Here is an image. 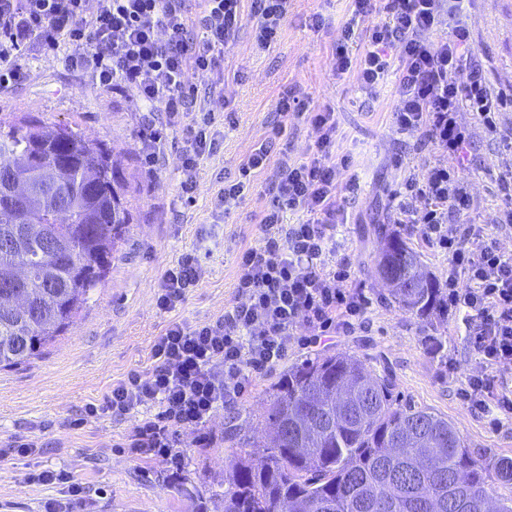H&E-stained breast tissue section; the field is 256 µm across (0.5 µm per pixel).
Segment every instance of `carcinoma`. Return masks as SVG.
Wrapping results in <instances>:
<instances>
[{"instance_id":"obj_1","label":"carcinoma","mask_w":512,"mask_h":512,"mask_svg":"<svg viewBox=\"0 0 512 512\" xmlns=\"http://www.w3.org/2000/svg\"><path fill=\"white\" fill-rule=\"evenodd\" d=\"M128 192L103 144L32 116L0 120L1 368L38 357L104 283L132 219ZM377 264L393 280L423 277L411 301L391 291L403 309L445 314V290L402 239L389 238ZM262 418L265 436L224 433L232 448L263 452L230 460L229 486L211 491L221 512H488L492 485L512 487V458L469 450L355 355L289 367ZM393 480L404 489L386 491Z\"/></svg>"}]
</instances>
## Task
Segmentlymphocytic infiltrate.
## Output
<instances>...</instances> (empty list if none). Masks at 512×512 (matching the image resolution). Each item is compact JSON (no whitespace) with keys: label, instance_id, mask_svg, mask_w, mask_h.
Listing matches in <instances>:
<instances>
[{"label":"lymphocytic infiltrate","instance_id":"lymphocytic-infiltrate-1","mask_svg":"<svg viewBox=\"0 0 512 512\" xmlns=\"http://www.w3.org/2000/svg\"><path fill=\"white\" fill-rule=\"evenodd\" d=\"M292 0H0V88L20 79L17 62L31 46L67 47L72 69L95 87L130 93L145 111L141 118L143 163L155 170L168 134H182L183 194L195 186L198 161L216 144L215 114L199 103L188 84L190 73L210 75L213 87L224 85V47L252 12L257 50L277 41ZM475 0H354V10L335 48L333 71L344 76L358 69L362 85L376 89L390 69L399 71L401 102L397 127L419 132L462 160L471 138L457 114L472 112L478 125L498 134L512 151V133L499 134L496 114L502 92L487 82L484 67L470 51L465 22ZM199 14V38L188 35L191 12ZM447 29L432 40L431 32ZM363 41L353 55L350 45ZM467 83H459L461 73ZM163 113L155 122L154 113ZM278 116L305 117L317 131L316 152L301 160L280 149L277 125L242 163L239 178L224 182L216 209L230 212L244 192L243 177L271 170L270 203L261 218L265 237L258 247L237 257L238 299L223 317L195 326L171 324L153 347V365L134 372L113 387L104 410L128 414L146 401L160 412L139 426L130 443L133 453L176 461L177 435L204 424L214 409L241 398L253 378L288 356L293 330L304 326L311 340L348 330L358 320L366 298L346 287L349 269L331 268L336 226L342 216L339 186L348 159L336 156V121L328 109H312L298 90L279 98ZM410 192L425 200L412 211V232L448 254V306L465 311L476 326L472 348L487 372L469 382L463 399L475 410L487 407L484 395L494 376L512 374V257H504L477 224L453 222L470 199L450 169L430 170L425 185L410 180ZM306 209V220L286 224L287 211ZM203 274L195 254L183 255L161 277L157 304L170 309Z\"/></svg>","mask_w":512,"mask_h":512}]
</instances>
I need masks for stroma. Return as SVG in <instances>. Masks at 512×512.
<instances>
[{"instance_id": "stroma-1", "label": "stroma", "mask_w": 512, "mask_h": 512, "mask_svg": "<svg viewBox=\"0 0 512 512\" xmlns=\"http://www.w3.org/2000/svg\"><path fill=\"white\" fill-rule=\"evenodd\" d=\"M351 0H293L280 37L269 51L256 52L250 28L224 48L229 76L214 111L233 112L213 152L198 164L192 196L181 193L180 133L169 135L156 176L142 163L141 106L129 93L94 88L65 63V50L33 48L22 60L24 79L0 89V118L31 114L46 126L67 124L112 152L135 188L133 220L102 287L67 332L30 363L0 370V449L34 440L36 454L0 458V512H213L208 490L230 476L234 454L224 440L230 425L258 433L272 386L288 366L316 356L347 352L369 370L389 373L400 403L425 408L455 428L466 446L484 458L512 457V414L496 406V392L512 387V377H496L488 407L478 412L462 393L471 377L486 368L474 353L461 316L424 321L402 309L382 288L377 257L387 236L396 234L422 257L438 282L448 279V256L419 239L406 213L424 202L403 193L407 178H426L448 156L415 131L400 130L393 112L401 95L396 73L377 91L363 88L358 72L332 74L333 48L351 14ZM322 15L321 28L311 25ZM471 51L483 64L489 84L512 95V0H477L468 18ZM304 91L312 107H329L336 117V154L348 157L354 193L342 196L345 222L336 235V256L348 264L354 286L368 306L354 328L313 346L297 327L287 360L257 377L238 400L218 406L194 429L180 430L178 462L140 458L128 439L160 406L146 402L122 417L88 414L130 372L153 364L152 349L174 322L193 326L221 317L236 297L239 251L260 245V218L268 205L269 172L254 175L239 206L230 214L214 208L224 180L236 177L252 149L268 136L275 104L287 91ZM512 168V153L498 141L477 134L457 176L470 195L466 222L481 225L504 255L512 256V232L497 226L506 207L495 178ZM186 253L196 254L204 275L175 308L157 305L163 272ZM441 337L448 351L440 360L425 346ZM66 471L85 489L72 500L67 485L37 481L42 471Z\"/></svg>"}]
</instances>
